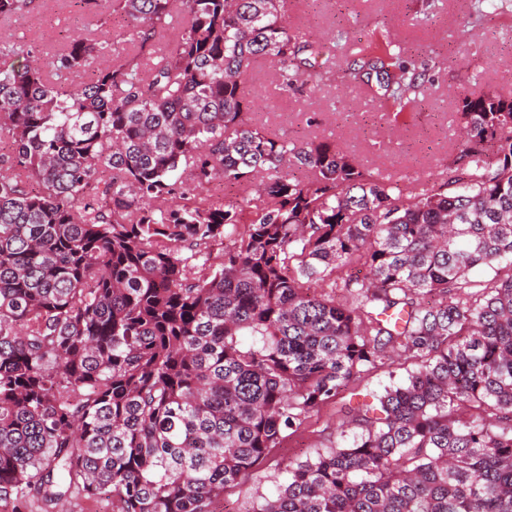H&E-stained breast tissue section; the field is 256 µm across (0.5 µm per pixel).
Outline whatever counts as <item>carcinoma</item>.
<instances>
[{
  "mask_svg": "<svg viewBox=\"0 0 512 512\" xmlns=\"http://www.w3.org/2000/svg\"><path fill=\"white\" fill-rule=\"evenodd\" d=\"M110 4L143 51L182 16L154 67L79 34L52 62L89 72L68 86L0 43V503L215 512L348 391L353 434L244 512H512V93L463 96L458 151L407 192L249 122L256 59L286 92L322 55L285 0ZM353 71L415 108L400 47ZM262 173L255 200L210 194ZM401 357L405 382L351 388Z\"/></svg>",
  "mask_w": 512,
  "mask_h": 512,
  "instance_id": "carcinoma-1",
  "label": "carcinoma"
}]
</instances>
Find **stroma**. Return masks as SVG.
<instances>
[{
	"mask_svg": "<svg viewBox=\"0 0 512 512\" xmlns=\"http://www.w3.org/2000/svg\"><path fill=\"white\" fill-rule=\"evenodd\" d=\"M473 0H287L293 29L313 43L340 41L318 89L309 81L281 92L274 67L263 60L250 72L253 123L289 142L330 141L362 166L412 190L437 177L459 145L460 97L512 92V0L490 12L473 35L460 22ZM111 15L108 36L117 54L136 50L137 34L108 0L88 7L83 0H41L31 13L0 20V33L37 45L44 62L74 34L98 32ZM386 38L427 68L430 79L414 111L393 116L376 80L352 77L350 65L361 49ZM343 417L337 408L313 412L282 448L224 493V506L237 508L260 493H272L289 462L341 443Z\"/></svg>",
	"mask_w": 512,
	"mask_h": 512,
	"instance_id": "1",
	"label": "stroma"
}]
</instances>
